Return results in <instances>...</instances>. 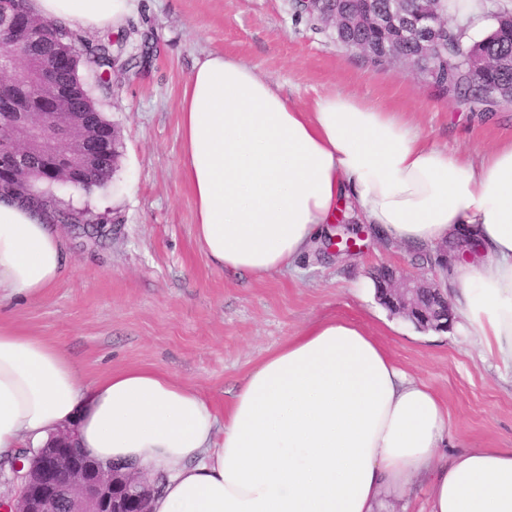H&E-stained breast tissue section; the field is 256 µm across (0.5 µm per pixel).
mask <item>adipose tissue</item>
<instances>
[{"mask_svg": "<svg viewBox=\"0 0 512 512\" xmlns=\"http://www.w3.org/2000/svg\"><path fill=\"white\" fill-rule=\"evenodd\" d=\"M136 5L29 0L36 17L85 30L119 27ZM180 129L194 234L215 265L257 277L296 266L343 209L412 250L473 240L480 260L447 276L457 325L512 366V140L439 148L403 113L341 92L302 108L222 54L189 76ZM63 263L47 218L0 197V291L36 297ZM68 424L98 461L163 475L151 512H382L420 479L426 512H512V448L439 461L447 408L348 319L269 352L221 415L147 367L83 384L59 345L0 324V459Z\"/></svg>", "mask_w": 512, "mask_h": 512, "instance_id": "adipose-tissue-1", "label": "adipose tissue"}]
</instances>
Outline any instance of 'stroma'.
Listing matches in <instances>:
<instances>
[{"mask_svg": "<svg viewBox=\"0 0 512 512\" xmlns=\"http://www.w3.org/2000/svg\"><path fill=\"white\" fill-rule=\"evenodd\" d=\"M119 31L129 36L127 55L140 56L146 43L153 52L122 83L93 92L119 132L112 179L90 193L55 188L110 233L93 244L58 225V280L34 298L1 294L0 323L60 345L84 382L154 368L193 385L220 411L269 351L319 319H350L447 406L441 456L512 448V368L482 354L475 337L418 329L358 288L380 265L436 273L425 255L370 236L352 256L320 244L293 271L229 272L200 250L192 193L179 174L182 91L212 54L254 67L293 103L349 93L406 113L434 146L472 154L512 140V104L474 111L417 73L373 66L337 43L333 29L296 22L292 0H138Z\"/></svg>", "mask_w": 512, "mask_h": 512, "instance_id": "35a3bbf8", "label": "stroma"}]
</instances>
